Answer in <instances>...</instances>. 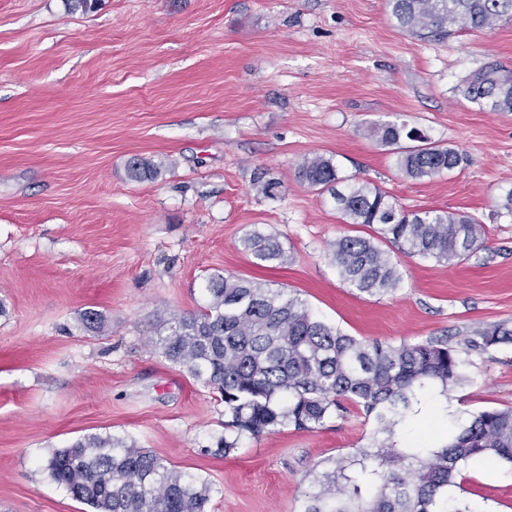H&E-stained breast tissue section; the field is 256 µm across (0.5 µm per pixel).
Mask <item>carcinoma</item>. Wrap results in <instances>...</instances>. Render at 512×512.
I'll return each mask as SVG.
<instances>
[{"label": "carcinoma", "instance_id": "1", "mask_svg": "<svg viewBox=\"0 0 512 512\" xmlns=\"http://www.w3.org/2000/svg\"><path fill=\"white\" fill-rule=\"evenodd\" d=\"M388 2L399 26L420 38L491 29L512 17V0ZM459 92L481 109L512 112V69L488 65ZM370 132L378 142L400 147L398 169L412 180L450 172L464 161L459 150L414 137L404 124L376 123ZM403 139L413 145L400 146ZM163 169L147 158L126 165L133 181L155 180ZM297 174L308 187L331 193L345 223L379 226V234L403 254L453 265L478 242L479 224L466 215L405 212L364 181L337 189L343 178L324 156L304 158ZM242 246L258 266L288 264L273 236L254 232ZM332 256L343 280L361 293L401 287L398 261L369 238H338ZM203 291L205 305L169 317L154 344L224 402V429L235 438L220 439L218 452L229 455L243 435L257 439L287 426L318 429L341 416L348 402L375 424L371 446L326 461L304 512H461L448 490L461 487L457 479L466 467L478 460L512 465V407L471 414L434 405L431 414L446 429L444 442L435 446L410 434L428 389L446 395L465 383L470 356L512 344V328L479 329L454 345L443 338L362 342L326 324L282 288L214 273ZM47 469L94 512H207L210 500L206 482L122 438L86 436L56 450Z\"/></svg>", "mask_w": 512, "mask_h": 512}]
</instances>
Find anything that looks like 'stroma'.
Here are the masks:
<instances>
[{
  "mask_svg": "<svg viewBox=\"0 0 512 512\" xmlns=\"http://www.w3.org/2000/svg\"><path fill=\"white\" fill-rule=\"evenodd\" d=\"M491 63L512 68V19L423 40L387 0H101L88 14L0 0V512H89L46 464L91 434L200 477L209 512H300L320 462L369 445L374 424L352 405L217 454L223 403L150 341L204 305L215 272L287 289L362 341L512 328V112L458 92ZM384 122L463 163L403 177L369 134ZM315 154L405 209L474 217L481 248L454 265L398 254L401 288L360 293L331 245L373 230L298 181ZM133 157L164 162L162 176L129 180ZM260 177L280 182L277 198L256 193ZM255 231L287 265L254 264L241 240ZM471 360L449 408L512 406V345ZM461 482L449 496L467 512H512L511 465L474 463Z\"/></svg>",
  "mask_w": 512,
  "mask_h": 512,
  "instance_id": "1",
  "label": "stroma"
}]
</instances>
